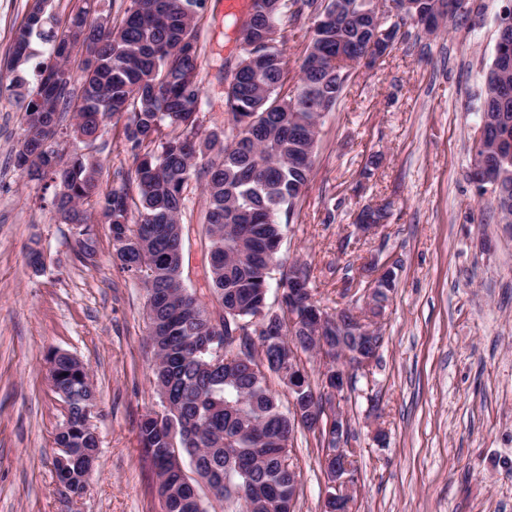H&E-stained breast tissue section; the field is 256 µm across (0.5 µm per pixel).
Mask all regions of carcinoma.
Instances as JSON below:
<instances>
[{
  "label": "carcinoma",
  "instance_id": "cac0c4a2",
  "mask_svg": "<svg viewBox=\"0 0 512 512\" xmlns=\"http://www.w3.org/2000/svg\"><path fill=\"white\" fill-rule=\"evenodd\" d=\"M285 0H252L238 23L241 55L224 92L231 136L205 127L200 104L199 52L195 17L203 0H130L119 25L107 30L89 9L63 26L44 30V8L33 10L14 39L12 59L28 58L33 34L45 36L54 63L39 71L28 88L14 79L8 90L22 103L24 128L14 169L33 170L66 189L53 201L62 224L80 226L77 256L97 255L92 233L97 221L84 208L103 196L100 212L109 224L112 247L122 270L141 281L148 307L147 338L155 352L153 383L165 399L139 424L138 436L151 459L164 512H204L198 482H204L224 512H290L295 491L289 470L288 414L268 384V372L232 359L231 332L288 335V312L260 319L269 280L282 267L279 251L287 222L303 196L313 170L314 150L324 113L339 100L347 80L336 58L345 55L371 64L390 50L378 34L401 38V23L422 25L438 15H454L463 0H418V13L386 27L376 0H327L325 10L338 21H315L300 64L294 93L282 95L288 66L278 39ZM508 63L496 54L483 77L493 85L512 82V23ZM81 52L73 66L74 51ZM80 82V94L71 86ZM74 122L61 128V112ZM479 115L498 119L493 136L504 147L487 161V173H512V90H482ZM123 123V137L136 165L127 180L138 191L129 203L125 189L100 194L101 164L85 155L62 160L59 139L93 144L105 122ZM471 179L490 204L512 219V182L488 190L478 156ZM203 180L205 204L200 236L209 257L206 281L218 304L211 311L197 291L184 286L183 272L171 258L184 252L185 191L191 179ZM387 207L368 206L357 222L383 224ZM53 390L68 404V429L57 432L58 448H93L85 426L94 417L95 392L89 372L73 356L56 360ZM197 475L191 479L183 461Z\"/></svg>",
  "mask_w": 512,
  "mask_h": 512
}]
</instances>
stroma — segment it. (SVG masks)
I'll return each instance as SVG.
<instances>
[{"label":"stroma","mask_w":512,"mask_h":512,"mask_svg":"<svg viewBox=\"0 0 512 512\" xmlns=\"http://www.w3.org/2000/svg\"><path fill=\"white\" fill-rule=\"evenodd\" d=\"M206 0L199 13L201 109L229 129L224 91L241 54L235 21ZM34 0H0V78L35 85L49 47L6 68L15 33ZM130 0H49L57 23L91 7L119 24ZM512 0H467L465 14L433 33L410 29L375 67L355 65L325 115L311 182L284 231L281 254L311 269L321 308L362 305L368 262L397 263L382 343L369 373L351 372L341 408L356 448L349 512H512V227L502 224L469 179L482 77L492 63L501 12ZM314 17L285 20V90H293ZM20 104L0 93V512H164L151 460L138 441L157 408L153 351L146 342L142 285L113 257L109 227L98 252L79 261V229L58 223L53 183L18 175L11 154ZM92 153L102 191L126 189L135 163L117 130ZM381 162L363 170L373 155ZM389 207L386 224L362 233L367 205ZM205 208L197 181L186 190L184 279L206 288L207 251L198 235ZM44 253L34 273L30 249ZM73 355L97 394L100 453L87 488L59 484L54 437L67 406L48 380L46 356ZM290 460L296 512H321L328 482L317 436L297 429Z\"/></svg>","instance_id":"stroma-1"}]
</instances>
